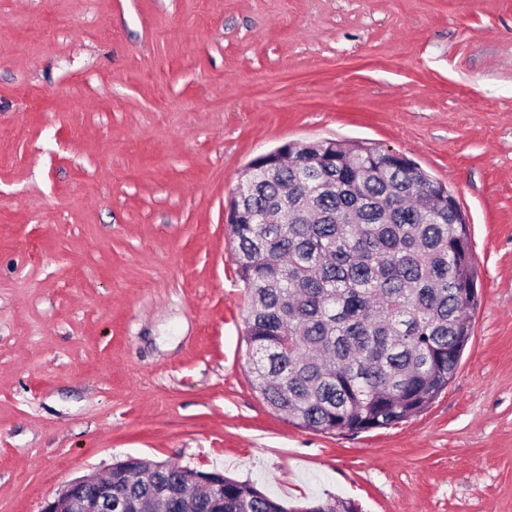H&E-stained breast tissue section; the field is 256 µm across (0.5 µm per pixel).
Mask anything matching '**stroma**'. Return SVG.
<instances>
[{"instance_id": "35a3bbf8", "label": "stroma", "mask_w": 512, "mask_h": 512, "mask_svg": "<svg viewBox=\"0 0 512 512\" xmlns=\"http://www.w3.org/2000/svg\"><path fill=\"white\" fill-rule=\"evenodd\" d=\"M406 155L464 213L473 335L388 428L253 387L226 217L284 144ZM361 512H512V0H0V512L127 458Z\"/></svg>"}]
</instances>
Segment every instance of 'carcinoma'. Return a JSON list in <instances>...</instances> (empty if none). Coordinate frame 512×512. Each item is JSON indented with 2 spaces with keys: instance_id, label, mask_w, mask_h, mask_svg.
Returning a JSON list of instances; mask_svg holds the SVG:
<instances>
[{
  "instance_id": "1",
  "label": "carcinoma",
  "mask_w": 512,
  "mask_h": 512,
  "mask_svg": "<svg viewBox=\"0 0 512 512\" xmlns=\"http://www.w3.org/2000/svg\"><path fill=\"white\" fill-rule=\"evenodd\" d=\"M336 166L298 155L239 197L251 214L288 196L277 224H233L249 296L254 383L288 421L339 434L425 410L472 336L477 271L452 197L407 158L336 140ZM165 461L112 464V499L154 512H359L348 498L282 503L224 477V509Z\"/></svg>"
}]
</instances>
